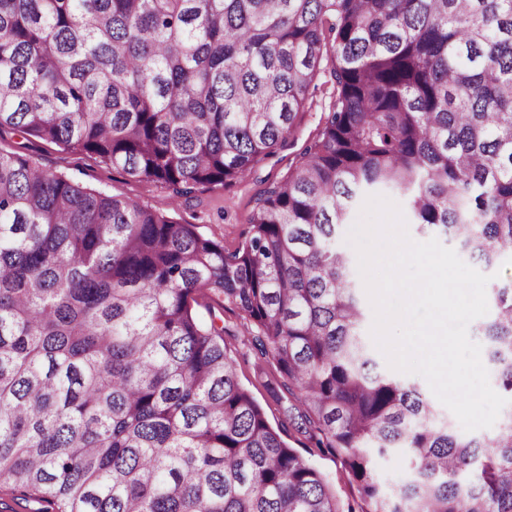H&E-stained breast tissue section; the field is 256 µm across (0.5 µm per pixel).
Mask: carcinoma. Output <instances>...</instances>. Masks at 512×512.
Listing matches in <instances>:
<instances>
[{"instance_id":"1","label":"carcinoma","mask_w":512,"mask_h":512,"mask_svg":"<svg viewBox=\"0 0 512 512\" xmlns=\"http://www.w3.org/2000/svg\"><path fill=\"white\" fill-rule=\"evenodd\" d=\"M325 63L333 106L232 252L0 151V491L38 512H341L237 382L194 308L210 291L359 512H512V409L468 438L379 370L336 249L378 191L486 268L512 255V0H0V128L183 197L284 146ZM489 303L512 399V280ZM386 457L408 463L391 491Z\"/></svg>"}]
</instances>
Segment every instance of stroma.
Returning <instances> with one entry per match:
<instances>
[{"instance_id": "35a3bbf8", "label": "stroma", "mask_w": 512, "mask_h": 512, "mask_svg": "<svg viewBox=\"0 0 512 512\" xmlns=\"http://www.w3.org/2000/svg\"><path fill=\"white\" fill-rule=\"evenodd\" d=\"M316 96L305 112L299 113L293 133L284 147L256 164L250 174L231 188L204 185L180 199H173L164 187L137 181L90 153H78L45 143L9 127L0 129V151H20L42 167L65 175L80 186L110 195L137 200L153 210L183 224L196 225L205 237L220 241L225 250L237 248L249 229L254 202L273 182L283 178L290 165L299 159L306 144L319 132L320 119L333 101V80L329 71H321ZM196 310L201 318L216 314L224 324V349L235 365L238 382L247 388L263 408L273 426L287 424L284 409L276 401L270 384L277 375L273 364L257 368L249 339L253 326L223 296L211 292L197 295ZM325 476L341 512L356 507L358 499L342 470L338 458L315 452L310 457Z\"/></svg>"}]
</instances>
